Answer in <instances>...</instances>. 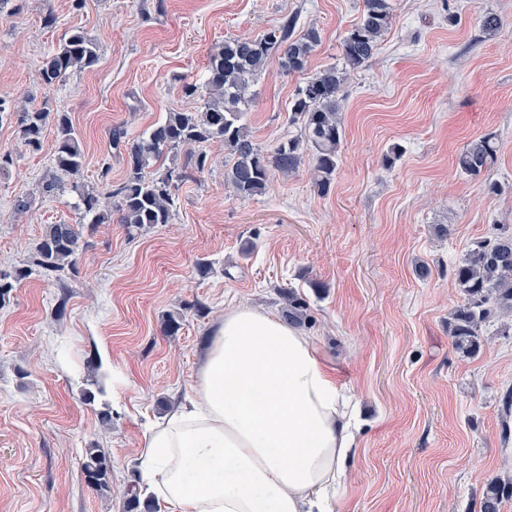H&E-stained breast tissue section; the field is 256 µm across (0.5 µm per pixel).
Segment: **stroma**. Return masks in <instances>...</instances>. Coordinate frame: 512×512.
Wrapping results in <instances>:
<instances>
[{
	"mask_svg": "<svg viewBox=\"0 0 512 512\" xmlns=\"http://www.w3.org/2000/svg\"><path fill=\"white\" fill-rule=\"evenodd\" d=\"M394 7L375 56L346 82L327 195L307 159L273 172L264 194L236 197L212 149L208 169L176 190L172 223L84 228L76 269L32 274L0 306V512H122L115 489L140 484L143 436L192 391L225 309L278 314L287 293L358 430L336 512H479L488 483L512 480V335L492 321L465 357L448 328L462 300L453 266L494 225L512 227V0ZM360 12L361 0H0V153L13 158L0 176V270L32 261L48 225L77 219L72 195L33 197L54 173V132L28 151L16 109L67 113L83 180L102 191L126 170L111 130L130 144L167 113L202 111L225 39L296 16L297 32L321 36L314 72L338 62ZM486 12L503 20L495 34L481 30ZM75 29L95 39L97 64L44 85L42 65ZM304 79L273 61L252 86L243 121L263 149L297 135L288 103ZM486 134L495 166L482 180L460 175L457 155ZM395 143L401 157L383 165ZM170 313L182 316L173 333ZM92 445L111 458V493L84 481Z\"/></svg>",
	"mask_w": 512,
	"mask_h": 512,
	"instance_id": "obj_1",
	"label": "stroma"
}]
</instances>
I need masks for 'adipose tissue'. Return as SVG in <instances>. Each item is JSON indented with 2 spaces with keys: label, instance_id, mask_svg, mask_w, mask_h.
<instances>
[{
  "label": "adipose tissue",
  "instance_id": "ef3b65f1",
  "mask_svg": "<svg viewBox=\"0 0 512 512\" xmlns=\"http://www.w3.org/2000/svg\"><path fill=\"white\" fill-rule=\"evenodd\" d=\"M355 446L314 339L242 304L210 336L193 397L144 435L142 482L160 512H332Z\"/></svg>",
  "mask_w": 512,
  "mask_h": 512
}]
</instances>
